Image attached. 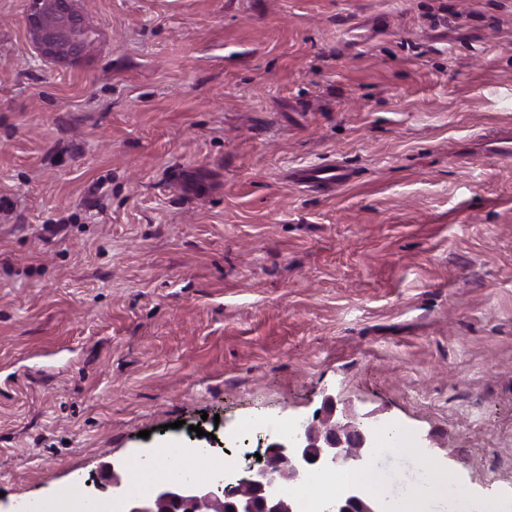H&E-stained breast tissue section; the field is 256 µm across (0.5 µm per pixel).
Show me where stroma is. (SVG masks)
Returning <instances> with one entry per match:
<instances>
[{"instance_id":"obj_1","label":"stroma","mask_w":512,"mask_h":512,"mask_svg":"<svg viewBox=\"0 0 512 512\" xmlns=\"http://www.w3.org/2000/svg\"><path fill=\"white\" fill-rule=\"evenodd\" d=\"M76 7L57 63L0 0V496L330 400L392 501L512 499V0ZM340 170L334 164L324 167L307 169L299 174V180L307 186L317 188H330L341 177Z\"/></svg>"}]
</instances>
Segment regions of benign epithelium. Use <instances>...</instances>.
I'll use <instances>...</instances> for the list:
<instances>
[{"mask_svg":"<svg viewBox=\"0 0 512 512\" xmlns=\"http://www.w3.org/2000/svg\"><path fill=\"white\" fill-rule=\"evenodd\" d=\"M25 24L45 60H58L66 47L81 49L92 29L74 0H30ZM329 406L318 427L303 425L295 436L276 442L274 463L253 469L236 485L183 479L159 488L150 498L130 497L123 512H294L293 503L280 496L279 486L303 481L315 468L332 470L349 463L362 464L373 441L356 418L334 420ZM324 512H390L388 500L367 498L359 489L342 491L324 506Z\"/></svg>","mask_w":512,"mask_h":512,"instance_id":"1","label":"benign epithelium"}]
</instances>
